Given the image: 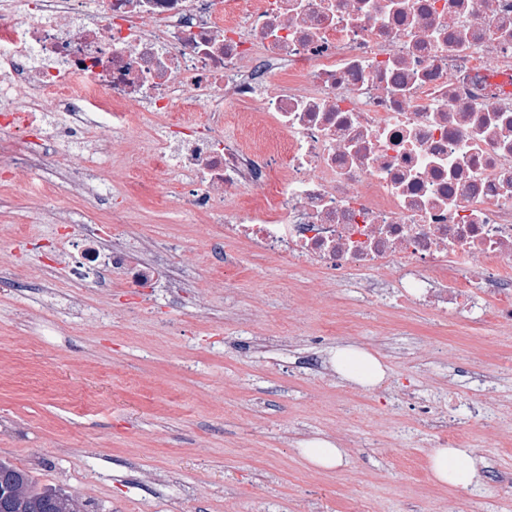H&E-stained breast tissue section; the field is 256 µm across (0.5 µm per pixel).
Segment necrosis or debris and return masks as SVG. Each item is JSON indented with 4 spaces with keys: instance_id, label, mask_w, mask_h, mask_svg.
<instances>
[{
    "instance_id": "necrosis-or-debris-1",
    "label": "necrosis or debris",
    "mask_w": 512,
    "mask_h": 512,
    "mask_svg": "<svg viewBox=\"0 0 512 512\" xmlns=\"http://www.w3.org/2000/svg\"><path fill=\"white\" fill-rule=\"evenodd\" d=\"M262 121L246 147L225 103ZM204 117L190 120V112ZM155 126L127 172L157 206L325 278L473 323L512 321V0H0V180L43 172L68 227L81 174ZM126 209L58 237L74 284L185 293ZM441 448L462 419L423 406Z\"/></svg>"
}]
</instances>
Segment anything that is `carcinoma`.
<instances>
[{
  "mask_svg": "<svg viewBox=\"0 0 512 512\" xmlns=\"http://www.w3.org/2000/svg\"><path fill=\"white\" fill-rule=\"evenodd\" d=\"M7 488L11 494L3 496ZM0 512H83L79 499L53 485H38L29 472L0 459Z\"/></svg>",
  "mask_w": 512,
  "mask_h": 512,
  "instance_id": "cac0c4a2",
  "label": "carcinoma"
}]
</instances>
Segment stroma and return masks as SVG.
<instances>
[{
  "instance_id": "1",
  "label": "stroma",
  "mask_w": 512,
  "mask_h": 512,
  "mask_svg": "<svg viewBox=\"0 0 512 512\" xmlns=\"http://www.w3.org/2000/svg\"><path fill=\"white\" fill-rule=\"evenodd\" d=\"M126 227L189 246L196 285L75 288L48 268L58 225L36 218L21 188L0 185V241L31 246L0 289V459L77 496L86 512H466L463 492L436 486L433 438L400 392L412 381L431 404L469 402L472 368L492 379L488 432L469 422L471 452L491 458L474 484L487 512H512V322L466 326L367 299L355 275L332 280L230 244L233 291L211 264L204 223L132 198ZM83 296L82 317L49 310ZM252 336L275 342L256 351ZM355 345L385 376L371 389L303 369L308 350ZM347 449L349 463L308 462L304 440Z\"/></svg>"
}]
</instances>
